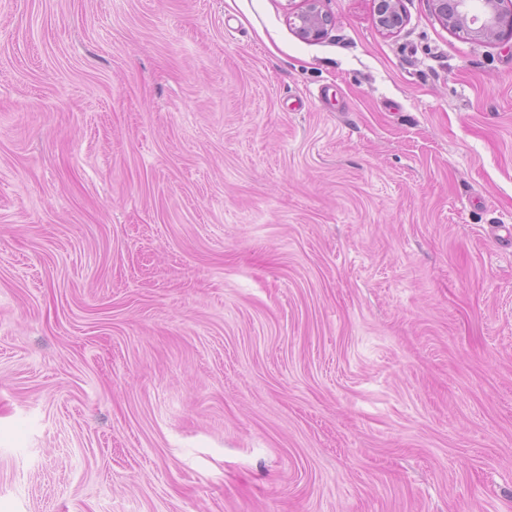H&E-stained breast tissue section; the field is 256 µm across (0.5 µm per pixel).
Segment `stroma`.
Returning <instances> with one entry per match:
<instances>
[{"label":"stroma","mask_w":512,"mask_h":512,"mask_svg":"<svg viewBox=\"0 0 512 512\" xmlns=\"http://www.w3.org/2000/svg\"><path fill=\"white\" fill-rule=\"evenodd\" d=\"M402 5L0 0V512H512V41ZM303 5L290 18L295 32L304 39L317 40L327 35L330 18L321 11L320 0H302Z\"/></svg>","instance_id":"obj_1"}]
</instances>
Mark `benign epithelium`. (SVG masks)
I'll return each mask as SVG.
<instances>
[{"label":"benign epithelium","instance_id":"obj_1","mask_svg":"<svg viewBox=\"0 0 512 512\" xmlns=\"http://www.w3.org/2000/svg\"><path fill=\"white\" fill-rule=\"evenodd\" d=\"M303 5L290 18L295 32L304 39L327 35L330 18L321 11L320 0H302ZM435 10L455 31L466 36L485 32L496 40H512V0H493L488 17L471 15L469 0H433Z\"/></svg>","mask_w":512,"mask_h":512}]
</instances>
